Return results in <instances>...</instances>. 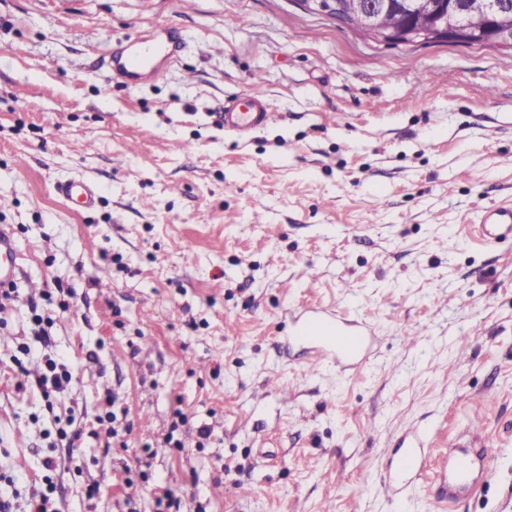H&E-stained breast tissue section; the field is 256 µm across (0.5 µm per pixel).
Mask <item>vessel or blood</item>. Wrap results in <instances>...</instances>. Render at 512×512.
Wrapping results in <instances>:
<instances>
[{
  "label": "vessel or blood",
  "instance_id": "obj_1",
  "mask_svg": "<svg viewBox=\"0 0 512 512\" xmlns=\"http://www.w3.org/2000/svg\"><path fill=\"white\" fill-rule=\"evenodd\" d=\"M176 48L175 35L169 29L162 28L155 33L151 43L134 39L115 49L105 66L113 78L133 86L159 79L163 74L158 65L159 60H173ZM244 100L246 106L242 109L234 104L225 106V132L241 134L264 127L272 120V108L262 91L249 90ZM57 190L66 199L86 209L93 208L97 202V190L87 182L62 183ZM474 231L482 241L489 244L512 238V205L483 209ZM20 271L12 229L9 225L1 224L0 284L15 282ZM288 333L307 344L311 352L310 366L330 362L344 370L356 368L363 361L375 335L373 326L366 320L319 309L299 312L292 320ZM404 436L408 444L397 460L395 473L383 482L384 491L393 496L402 491L405 480L419 476L424 467L425 434L408 426L404 429ZM474 471L472 463L449 457L442 470L445 497L455 499L457 493L469 485Z\"/></svg>",
  "mask_w": 512,
  "mask_h": 512
}]
</instances>
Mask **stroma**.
I'll use <instances>...</instances> for the list:
<instances>
[{
	"instance_id": "35a3bbf8",
	"label": "stroma",
	"mask_w": 512,
	"mask_h": 512,
	"mask_svg": "<svg viewBox=\"0 0 512 512\" xmlns=\"http://www.w3.org/2000/svg\"><path fill=\"white\" fill-rule=\"evenodd\" d=\"M159 25L180 56L111 81L107 50ZM253 88L274 120L225 132ZM72 180L94 210L64 203ZM495 204H512V51L377 44L296 0H0V225L38 286L0 307V495L512 512V240L473 231ZM309 306L372 323L360 369H308L287 331ZM40 373L70 381L46 397ZM405 421L430 467L392 499ZM458 447L492 477L446 502ZM58 192L66 199L75 201L85 209H92L97 202L96 187L87 182L72 181L57 186Z\"/></svg>"
}]
</instances>
